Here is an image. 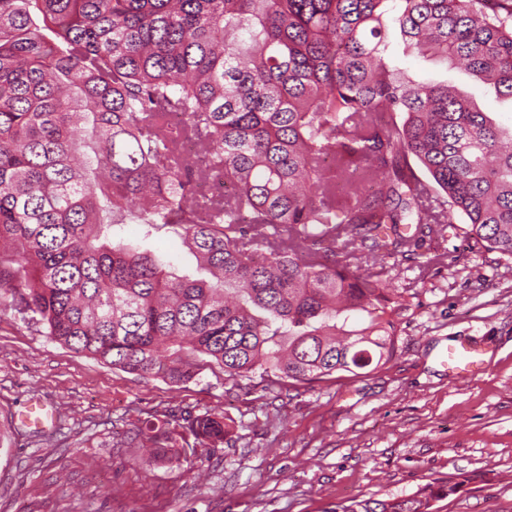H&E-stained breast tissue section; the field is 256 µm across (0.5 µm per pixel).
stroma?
I'll return each instance as SVG.
<instances>
[{"mask_svg":"<svg viewBox=\"0 0 512 512\" xmlns=\"http://www.w3.org/2000/svg\"><path fill=\"white\" fill-rule=\"evenodd\" d=\"M423 80L449 81L512 125V103L466 73L412 57ZM123 244L192 273L175 227L126 224ZM401 295L398 352L384 368L283 389L235 387L220 368L174 385L75 353L35 321L0 312V512H335L362 500L455 486L433 512H512V261L430 237L387 260ZM477 342L489 369L458 378L434 361L449 340ZM54 426L22 423L28 404ZM221 413L232 440L178 460L118 442L151 416Z\"/></svg>","mask_w":512,"mask_h":512,"instance_id":"35a3bbf8","label":"stroma"}]
</instances>
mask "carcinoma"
Returning a JSON list of instances; mask_svg holds the SVG:
<instances>
[{"label":"carcinoma","instance_id":"1","mask_svg":"<svg viewBox=\"0 0 512 512\" xmlns=\"http://www.w3.org/2000/svg\"><path fill=\"white\" fill-rule=\"evenodd\" d=\"M408 56L512 100V0H0V310L174 385L386 365L397 295L339 255L381 265L451 229L512 260V127ZM129 223L177 226L207 276L111 241ZM181 420L129 444L161 460L230 435Z\"/></svg>","mask_w":512,"mask_h":512}]
</instances>
